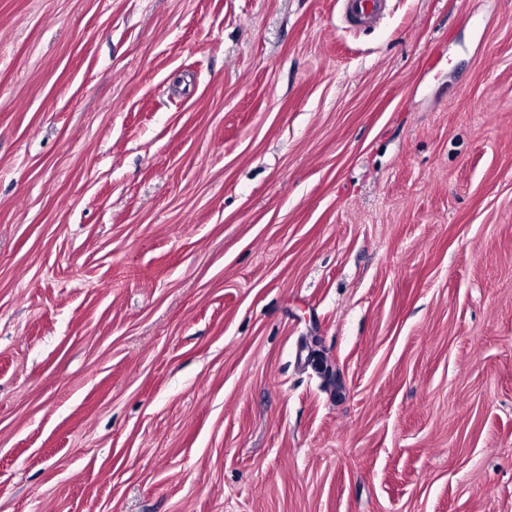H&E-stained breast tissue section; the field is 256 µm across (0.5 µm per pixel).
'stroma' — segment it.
<instances>
[{"instance_id": "obj_1", "label": "stroma", "mask_w": 512, "mask_h": 512, "mask_svg": "<svg viewBox=\"0 0 512 512\" xmlns=\"http://www.w3.org/2000/svg\"><path fill=\"white\" fill-rule=\"evenodd\" d=\"M0 512H512V0H0ZM383 0H346V18L354 25H365L373 20L382 8Z\"/></svg>"}]
</instances>
